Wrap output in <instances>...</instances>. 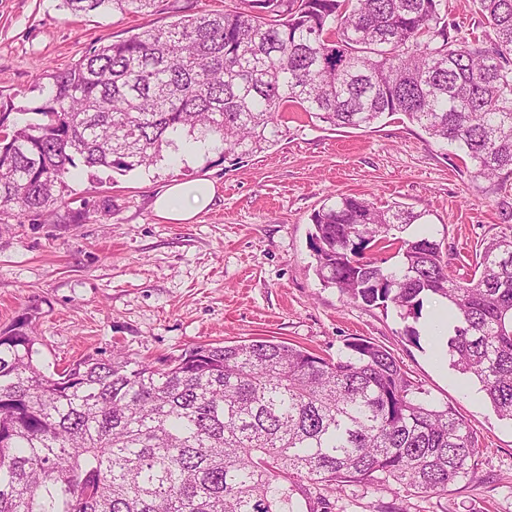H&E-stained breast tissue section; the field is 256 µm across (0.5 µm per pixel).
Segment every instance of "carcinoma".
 Returning a JSON list of instances; mask_svg holds the SVG:
<instances>
[{"instance_id": "cac0c4a2", "label": "carcinoma", "mask_w": 512, "mask_h": 512, "mask_svg": "<svg viewBox=\"0 0 512 512\" xmlns=\"http://www.w3.org/2000/svg\"><path fill=\"white\" fill-rule=\"evenodd\" d=\"M157 0H62L71 14L148 15ZM116 39L52 76L0 140V214L45 215L77 162L129 173L173 135L251 156L290 112L334 128L404 115L456 144L474 178L512 173V0H475L468 42L442 0H240ZM423 214L340 194L312 216L316 275L349 299L455 320L450 365L512 421V236L471 273L401 233ZM20 323L0 332V512H310L352 485L423 498L478 465L479 439L387 349L361 336L323 357L285 342L208 343L155 362L89 356L57 375Z\"/></svg>"}]
</instances>
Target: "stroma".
Returning <instances> with one entry per match:
<instances>
[{
	"label": "stroma",
	"instance_id": "1",
	"mask_svg": "<svg viewBox=\"0 0 512 512\" xmlns=\"http://www.w3.org/2000/svg\"><path fill=\"white\" fill-rule=\"evenodd\" d=\"M224 0H159L153 15L75 16L60 0H0V103L10 118L38 105L51 73L127 32L163 24ZM207 179L216 195L192 223L158 218L153 201L172 180ZM340 194L423 213L426 236L469 272L483 240L512 235V174L474 180L469 159L433 142L403 115L368 130L332 129L306 117L277 144L248 158L212 152L177 167L120 175L82 172L51 221L8 217L0 224V331L26 322L38 364L60 370L86 356L122 351L155 362L205 343L286 341L335 357L353 336L400 360L427 400L454 407L482 442L479 461L447 493L403 500L373 486L329 495L328 512L356 499L357 512H512V424L477 385L454 371L444 334L424 302L402 333L381 312L322 285L309 243L312 216Z\"/></svg>",
	"mask_w": 512,
	"mask_h": 512
}]
</instances>
